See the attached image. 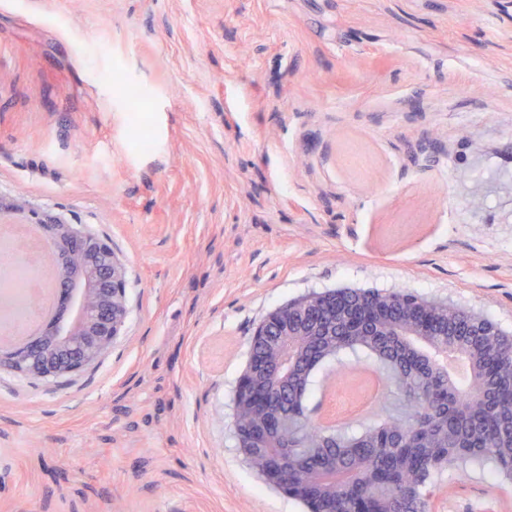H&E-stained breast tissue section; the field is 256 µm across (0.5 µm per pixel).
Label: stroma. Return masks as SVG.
Segmentation results:
<instances>
[{"label": "stroma", "mask_w": 512, "mask_h": 512, "mask_svg": "<svg viewBox=\"0 0 512 512\" xmlns=\"http://www.w3.org/2000/svg\"><path fill=\"white\" fill-rule=\"evenodd\" d=\"M0 201L106 242L130 305L94 366L0 369V512H306L233 434L271 310L404 289L512 336V0H0ZM430 494L512 512L488 467Z\"/></svg>", "instance_id": "obj_1"}]
</instances>
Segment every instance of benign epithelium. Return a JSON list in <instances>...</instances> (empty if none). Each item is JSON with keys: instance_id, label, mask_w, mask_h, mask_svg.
<instances>
[{"instance_id": "7a95c632", "label": "benign epithelium", "mask_w": 512, "mask_h": 512, "mask_svg": "<svg viewBox=\"0 0 512 512\" xmlns=\"http://www.w3.org/2000/svg\"><path fill=\"white\" fill-rule=\"evenodd\" d=\"M57 249V284L65 297L68 317L51 323L36 339L0 353V368L32 378H58L95 363L124 335L130 309L128 265L111 247L77 224L48 218L39 223ZM459 313L448 300L404 299L390 292L366 295L346 289L311 291L271 311L250 341L249 357L234 393V434L251 468L291 496L288 447L282 443L283 413L275 397L288 393L295 381L306 383L314 369L336 360V317L351 326H375L401 342L407 351L434 362L438 355L466 362L474 389L484 390L488 369L471 356L468 345L442 341L459 330L446 328ZM465 336L499 335L498 326L482 313L462 312ZM294 482L323 495H336V468L306 469Z\"/></svg>"}]
</instances>
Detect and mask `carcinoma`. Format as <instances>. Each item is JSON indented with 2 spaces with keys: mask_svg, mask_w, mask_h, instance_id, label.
Returning a JSON list of instances; mask_svg holds the SVG:
<instances>
[{
  "mask_svg": "<svg viewBox=\"0 0 512 512\" xmlns=\"http://www.w3.org/2000/svg\"><path fill=\"white\" fill-rule=\"evenodd\" d=\"M478 341L493 373L487 401L473 398L467 379L457 377L450 384L438 367L401 358L406 379L393 386L396 400L387 409V419L394 422L404 446L385 455L369 440L351 451L331 447L322 429L295 409V398L305 390L288 399L284 429L289 458L309 466L336 461L342 464L338 474L351 471L354 459L362 458L373 474L374 481L351 482L344 495L323 500V512H347L355 501L374 493L377 481L391 491L384 512H426L421 479L442 473L437 464L444 455L450 466L487 462L499 474L512 469V379L503 375L512 368V346L505 336H480ZM368 361L370 357L357 355L338 362V385L351 369Z\"/></svg>",
  "mask_w": 512,
  "mask_h": 512,
  "instance_id": "carcinoma-1",
  "label": "carcinoma"
}]
</instances>
